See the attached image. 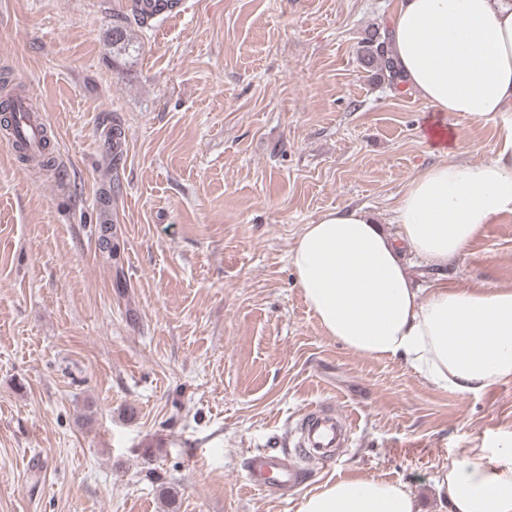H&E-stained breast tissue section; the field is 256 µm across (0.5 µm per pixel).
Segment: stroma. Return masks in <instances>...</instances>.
I'll return each instance as SVG.
<instances>
[{"label":"stroma","mask_w":512,"mask_h":512,"mask_svg":"<svg viewBox=\"0 0 512 512\" xmlns=\"http://www.w3.org/2000/svg\"><path fill=\"white\" fill-rule=\"evenodd\" d=\"M184 2L116 60L126 0H0V76L42 108L65 166L63 182L39 175L0 135V512H298L349 477L443 512L434 476L512 436V379L460 394L346 349L288 256L338 207L390 224L428 167L493 157L501 118L440 115V151L428 103L362 69L397 0ZM108 120L125 132L117 171ZM106 221L116 267L97 247ZM413 273L512 288V213ZM312 406L351 420L339 459L303 462L286 493L251 487L246 452L294 449ZM112 56H130L136 52L133 34L129 30L128 21L125 18H117L112 22L111 29Z\"/></svg>","instance_id":"1"}]
</instances>
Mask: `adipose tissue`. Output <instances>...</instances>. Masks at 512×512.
<instances>
[{"instance_id": "adipose-tissue-1", "label": "adipose tissue", "mask_w": 512, "mask_h": 512, "mask_svg": "<svg viewBox=\"0 0 512 512\" xmlns=\"http://www.w3.org/2000/svg\"><path fill=\"white\" fill-rule=\"evenodd\" d=\"M407 88L434 111L509 120L493 159L444 162L413 179L388 231L363 207L304 225L290 254L328 336L402 361L430 384L478 394L512 378V289L418 287L405 259L444 269L493 217L512 212V0H400L386 29ZM448 512H512V440L468 448L434 477ZM298 512H420L404 483L351 477L305 494Z\"/></svg>"}]
</instances>
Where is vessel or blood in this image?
Returning <instances> with one entry per match:
<instances>
[{
	"instance_id": "vessel-or-blood-1",
	"label": "vessel or blood",
	"mask_w": 512,
	"mask_h": 512,
	"mask_svg": "<svg viewBox=\"0 0 512 512\" xmlns=\"http://www.w3.org/2000/svg\"><path fill=\"white\" fill-rule=\"evenodd\" d=\"M348 441L349 423L341 412L313 408L303 418L301 440L293 454L252 449L247 453L245 468L254 488L285 490L294 486L301 475L297 459L334 458L336 449L346 446Z\"/></svg>"
}]
</instances>
